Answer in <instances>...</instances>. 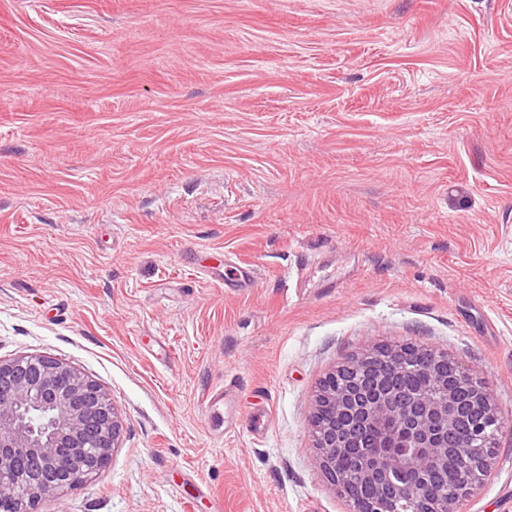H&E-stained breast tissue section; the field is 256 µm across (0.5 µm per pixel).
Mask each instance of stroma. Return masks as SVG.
<instances>
[{
    "instance_id": "stroma-1",
    "label": "stroma",
    "mask_w": 512,
    "mask_h": 512,
    "mask_svg": "<svg viewBox=\"0 0 512 512\" xmlns=\"http://www.w3.org/2000/svg\"><path fill=\"white\" fill-rule=\"evenodd\" d=\"M406 344L512 419V0H0V359L123 419L38 512H350L314 395Z\"/></svg>"
}]
</instances>
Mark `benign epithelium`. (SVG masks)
I'll use <instances>...</instances> for the list:
<instances>
[{
    "instance_id": "benign-epithelium-1",
    "label": "benign epithelium",
    "mask_w": 512,
    "mask_h": 512,
    "mask_svg": "<svg viewBox=\"0 0 512 512\" xmlns=\"http://www.w3.org/2000/svg\"><path fill=\"white\" fill-rule=\"evenodd\" d=\"M418 348L374 346L325 377L314 398L312 428L319 465L338 487L373 488L371 512H461V503L491 468V432L505 425L486 385L455 364L448 385L445 353L417 364ZM419 367L428 391L400 389L397 376ZM345 417L354 439L375 431V447L354 468L337 466L341 448L328 417ZM466 429L470 442L456 437ZM122 422L110 394L55 358L0 360V512H36L98 473L118 447ZM405 472L413 479L402 484ZM446 492L430 493L432 478Z\"/></svg>"
}]
</instances>
